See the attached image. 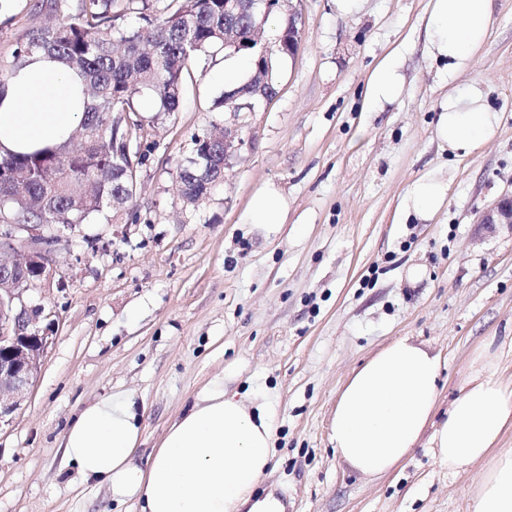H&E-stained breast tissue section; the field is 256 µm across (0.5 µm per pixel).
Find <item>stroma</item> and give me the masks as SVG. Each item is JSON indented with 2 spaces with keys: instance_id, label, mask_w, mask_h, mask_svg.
<instances>
[{
  "instance_id": "stroma-1",
  "label": "stroma",
  "mask_w": 512,
  "mask_h": 512,
  "mask_svg": "<svg viewBox=\"0 0 512 512\" xmlns=\"http://www.w3.org/2000/svg\"><path fill=\"white\" fill-rule=\"evenodd\" d=\"M428 3L365 0L342 16L334 0H299L298 51L280 61L278 93L256 112L215 110L228 55L200 57L178 111L150 124L136 196L113 214L52 226L56 274L29 296L45 305L53 340L26 401L0 425V512H140L82 481L65 455L69 422L125 395L145 457L217 377L272 411L273 456L257 491L288 512H473L482 465L452 475L417 448L370 478L329 441L338 392L394 338L444 362L443 413L476 349L512 336V226L479 221L512 197V0H495L488 39L456 79L481 88L499 116L494 135L459 157L434 137L449 87L424 50ZM57 5L0 7L1 68ZM394 51L403 93L368 109L367 78ZM219 122L239 133L224 183L185 204L180 168ZM425 172L447 181L446 208L399 222L406 188ZM269 181L288 198V221L248 223L250 199Z\"/></svg>"
}]
</instances>
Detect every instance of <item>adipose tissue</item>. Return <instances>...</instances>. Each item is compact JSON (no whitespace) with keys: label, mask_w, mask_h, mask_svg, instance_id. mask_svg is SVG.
<instances>
[{"label":"adipose tissue","mask_w":512,"mask_h":512,"mask_svg":"<svg viewBox=\"0 0 512 512\" xmlns=\"http://www.w3.org/2000/svg\"><path fill=\"white\" fill-rule=\"evenodd\" d=\"M494 0H429L427 52L452 79L484 45ZM397 54L371 73L366 103L394 102L403 91ZM83 79L50 54L33 53L25 67L0 83V155L33 153L68 142L83 118ZM497 116L480 89L448 95L440 105L435 136L440 148L477 149L494 133ZM447 184L429 174L415 179L402 215L429 220L446 204ZM288 200L272 182L251 198L247 220L283 224ZM497 352L484 345L476 366L435 422L442 362L408 337L393 339L348 379L331 418L329 440L355 471L390 474L428 439L436 457L458 474L485 468L473 488L475 512H512V450L498 449L512 426V383L500 378ZM141 427L130 398L109 396L85 407L64 434L70 462L85 481L106 484L116 503L136 502L141 512H276L272 499L255 500L273 455L269 410L248 407L210 381L194 403L168 426L146 463H138Z\"/></svg>","instance_id":"1"}]
</instances>
